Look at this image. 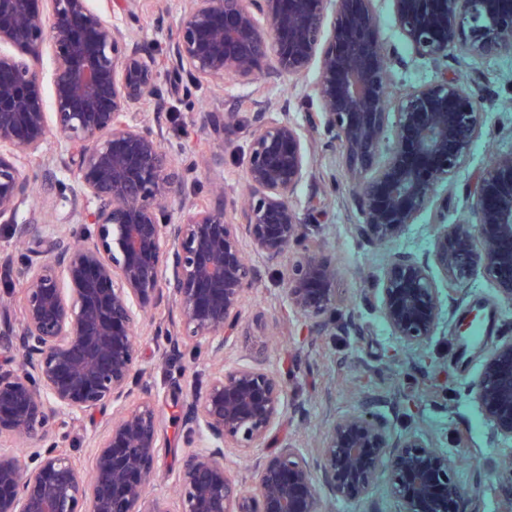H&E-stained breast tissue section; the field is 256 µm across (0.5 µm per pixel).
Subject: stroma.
Segmentation results:
<instances>
[{"label": "stroma", "instance_id": "obj_1", "mask_svg": "<svg viewBox=\"0 0 512 512\" xmlns=\"http://www.w3.org/2000/svg\"><path fill=\"white\" fill-rule=\"evenodd\" d=\"M105 6L118 24H131L142 44L158 57L168 54L171 34L183 14L187 0H156L154 7L136 11L128 18L130 0H92ZM380 16V35L394 45L406 66L396 69V81L417 85L434 80L436 66L413 58L394 26L391 0H374ZM449 76H460L484 100L483 134L466 163L454 178L456 192L448 198V221L465 218L462 190L491 156L512 154V54L468 57L449 61ZM317 67L297 78L261 75L258 85L225 80L198 83L183 78L172 89L165 78L157 80V94L165 109L142 112L146 125L161 127L162 143L176 163L205 154L208 167L189 175L181 203L171 208L173 221H180L193 203L209 200L223 190L225 204L238 200L246 190L247 126L257 111L287 116L301 127L308 153V175L299 186L293 205L305 225V234L336 269L334 319L326 320L318 335L301 332L303 321L288 304L287 264L268 262L257 252L250 260L260 275L247 293L237 336L224 347L227 362L252 363L263 357L268 369L286 373L288 411L274 428L276 440H290L313 452L324 440L332 421L354 409L378 407L394 421L397 431L423 429L432 433L437 446L455 456L456 476L470 493L475 512H503L506 492V462L512 461V444L497 436L474 398L483 355L499 340L512 337V306L497 300L492 285L475 275L458 287L444 307L435 336L418 356H408L392 337L377 310L372 292L387 255L394 251L418 254L430 250V213H423L399 239L372 245L353 235L351 227L360 217L350 197V182L341 154L331 152L322 132L306 127L309 97L318 79ZM210 112H234L239 124L224 139L199 134ZM266 315L264 324L252 321L255 309ZM492 319L491 329L461 355L457 322L475 310ZM154 323L140 324L136 331L139 364L155 384V406L159 417L161 448L149 497L172 495L188 434L180 420L185 393L176 382L180 375L205 377L211 367L206 352L182 350L165 360L168 348L156 325H169L179 313L170 302L154 312ZM322 512H399L386 476H378L369 496L360 503L331 500L318 489Z\"/></svg>", "mask_w": 512, "mask_h": 512}]
</instances>
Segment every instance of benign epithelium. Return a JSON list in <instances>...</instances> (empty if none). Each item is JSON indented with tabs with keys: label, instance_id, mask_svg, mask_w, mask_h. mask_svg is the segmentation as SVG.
I'll use <instances>...</instances> for the list:
<instances>
[{
	"label": "benign epithelium",
	"instance_id": "7a95c632",
	"mask_svg": "<svg viewBox=\"0 0 512 512\" xmlns=\"http://www.w3.org/2000/svg\"><path fill=\"white\" fill-rule=\"evenodd\" d=\"M413 57L438 65L448 56L512 51L508 0H391ZM188 0L169 51L168 76L248 84L260 73L320 77L309 125L339 147L354 180L370 241L400 238L431 211L432 249L393 253L373 292L392 336L420 351L435 335L443 291L481 273L512 306V157L485 167L469 190L467 219L443 223L448 193L482 135V99L443 73L418 86L393 79L404 65L379 35L373 0ZM52 50V95L41 65ZM156 59L137 34L110 21L89 0H0V223L27 248L18 273L20 317L0 308V512H319L310 459L292 443L255 458L256 488L246 491L228 453L264 447L288 409L281 377L261 361L229 364L224 345L237 335L245 295L258 277L243 240L269 261L291 247L288 300L313 319L335 301L333 266L303 236L293 197L308 173L299 128L287 115L255 112L247 144L246 201L194 208L173 222L168 209L185 184L160 133L138 110L153 104ZM234 113L212 112L204 130L224 137ZM63 143L56 161L72 177L69 210L80 224H42L37 211L18 220L32 195L26 167L44 161L51 131ZM179 323L172 351L205 347L206 384L182 405L194 435L177 474V496L148 499L160 438L154 385L138 368L135 325L163 301ZM475 397L497 435L512 441V337L483 358ZM117 409L90 437L89 471L50 441L66 421ZM316 463L333 498L360 502L387 475L400 512H466L468 493L456 463L425 432H398L368 410L332 423Z\"/></svg>",
	"mask_w": 512,
	"mask_h": 512
}]
</instances>
